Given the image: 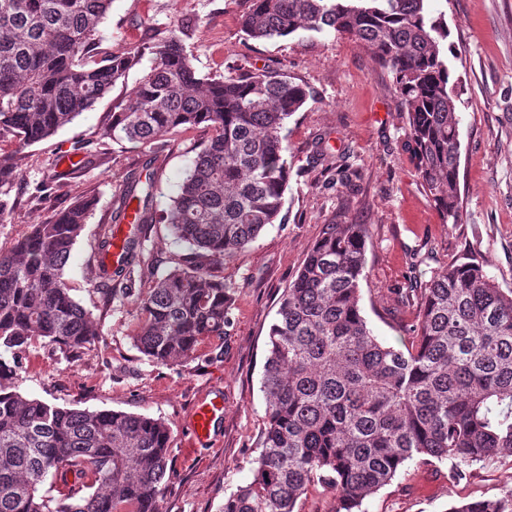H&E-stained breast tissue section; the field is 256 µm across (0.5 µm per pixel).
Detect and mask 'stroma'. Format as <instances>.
<instances>
[{"label":"stroma","mask_w":512,"mask_h":512,"mask_svg":"<svg viewBox=\"0 0 512 512\" xmlns=\"http://www.w3.org/2000/svg\"><path fill=\"white\" fill-rule=\"evenodd\" d=\"M250 0H113L100 26L103 46L130 48L156 32L188 27L185 48L199 75L272 67L306 86L309 98L287 123L291 180L284 223L268 225L231 260L209 270L234 290L223 340L202 342L178 367L152 363L132 344L140 312L122 295L120 280L105 284L94 257L101 224L128 175L149 150L160 153L157 210H166L197 154L213 134L199 125L162 136L152 147L102 138L113 104L141 77L124 81L91 110L48 138L25 148L21 175L9 197L13 210L0 221V253L11 250L29 225L50 219L78 197L94 196L96 209L78 238L65 278L71 294L90 311L101 336L80 358L65 359L34 345L21 355L9 385L29 398L82 410H119L164 421L171 454L165 512H222L224 499L251 477L264 429L260 390L266 341L278 302L327 224H367V275L360 306L380 340H409L415 311L401 288L410 276L429 279L462 255L483 263L501 288L512 289V0H442L456 56L449 64L463 79L460 123V223H442L431 197L403 149V105L392 74L377 67L355 40L334 32L300 31L265 42L246 39L239 19ZM83 142L94 162L52 193L36 184L53 178L61 158ZM349 155L360 176L342 183L326 171L321 149ZM150 273H133V290L172 269L189 248L167 225H154L145 244ZM112 300H105L107 287ZM224 401L207 442L187 446L188 419L202 397ZM512 488V458H493L451 476L450 462L408 464L387 486L368 496L365 512H448L451 505L499 496Z\"/></svg>","instance_id":"35a3bbf8"}]
</instances>
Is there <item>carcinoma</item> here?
<instances>
[{"label":"carcinoma","instance_id":"obj_1","mask_svg":"<svg viewBox=\"0 0 512 512\" xmlns=\"http://www.w3.org/2000/svg\"><path fill=\"white\" fill-rule=\"evenodd\" d=\"M442 0H251L240 27L264 42L299 31H333L360 42L394 76L405 111L407 149L444 224H458L461 88L448 55ZM112 0H0V218L3 192L20 176L18 155L91 109L149 57L129 99L114 106L101 137L152 144L200 124L213 135L158 213L159 154L128 177L110 222L99 228L100 274L149 269L143 243L165 223L192 256L136 297L142 321L132 336L147 360L177 366L206 339L224 340L233 288L204 259L225 261L282 220L291 176L288 118L308 93L279 69L200 76L184 30L112 51L99 26ZM325 169L357 175L347 155L321 153ZM96 206L81 196L29 225L0 253V512H163L171 452L159 419L89 411L30 399L1 385L20 354L46 344L65 358L84 353L99 325L70 294L65 267ZM139 225L124 241L121 265L104 263L112 225L129 208ZM368 224H326L284 291L268 332L261 380L265 427L251 480L224 498L223 512H298L309 489L336 492V512L363 501L405 465L437 460L471 465L512 456V289L464 256L405 298L416 301L412 340L400 347L374 335L360 307L367 279ZM75 481L67 483V475ZM64 480L65 493L43 486ZM449 512H512V489L459 503Z\"/></svg>","mask_w":512,"mask_h":512}]
</instances>
